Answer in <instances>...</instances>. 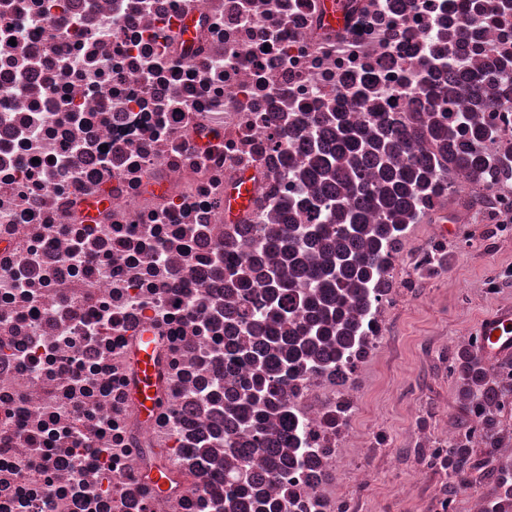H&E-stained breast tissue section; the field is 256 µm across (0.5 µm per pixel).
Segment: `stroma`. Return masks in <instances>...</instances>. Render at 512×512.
<instances>
[{
	"mask_svg": "<svg viewBox=\"0 0 512 512\" xmlns=\"http://www.w3.org/2000/svg\"><path fill=\"white\" fill-rule=\"evenodd\" d=\"M507 257L504 251L478 254L472 243L449 244L448 283L430 284L421 297L407 300L393 324L388 341L401 346L403 355L397 360H378L357 423L364 437L385 431L390 446L372 456V476L363 486H355L348 476L339 478L346 494L360 495L364 512H419L422 500L409 487L407 472L390 469L384 459L391 451L406 456L407 436L418 427L437 434L459 423L456 379L438 366L431 350L444 341L449 351H456L484 315L502 305L512 306V282L502 284L492 295L484 291L485 283ZM443 484L449 497L456 500L458 512H472L475 500L491 502L497 494L491 476L465 485L439 474L426 489L431 492Z\"/></svg>",
	"mask_w": 512,
	"mask_h": 512,
	"instance_id": "1",
	"label": "stroma"
}]
</instances>
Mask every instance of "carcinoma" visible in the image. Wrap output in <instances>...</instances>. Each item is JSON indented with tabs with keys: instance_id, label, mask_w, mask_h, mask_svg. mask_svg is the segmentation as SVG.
<instances>
[{
	"instance_id": "cac0c4a2",
	"label": "carcinoma",
	"mask_w": 512,
	"mask_h": 512,
	"mask_svg": "<svg viewBox=\"0 0 512 512\" xmlns=\"http://www.w3.org/2000/svg\"><path fill=\"white\" fill-rule=\"evenodd\" d=\"M308 154L312 160L300 172L299 180L319 187L321 198L312 204L316 211L340 220L335 228L327 224H285L266 233L265 242L278 247L283 255L280 271L268 278L261 302L244 293L241 324L251 327L264 317L285 318L292 310L307 309L308 322L288 338L268 337L260 348L238 349L235 358L247 360L253 374L246 385L250 398L269 402L281 396L282 379L275 373L298 374L324 353V346L336 340L344 347L349 340L346 320L347 301L342 290L352 291L351 300L361 304L366 295L358 286L375 276L389 227L387 222L411 207L412 201L427 192L432 160L413 151L417 129L385 126L377 135H366L346 126L341 119L326 124L316 115L307 117ZM447 155L448 162L477 172L483 166L479 151L456 147L457 136L465 133L474 145L487 136L483 128L446 126L435 121L423 126ZM351 202L347 215L339 214L343 200ZM381 221L368 223L371 212ZM457 396L467 413L473 401L493 402L512 394V382L497 380L474 354L462 346L456 353ZM497 415L485 419L487 436L483 457L471 444L458 440L448 445V472L467 481L474 473L500 474L498 501L491 512H512V460L496 453ZM257 512H279L282 504L268 500L252 488L243 489Z\"/></svg>"
}]
</instances>
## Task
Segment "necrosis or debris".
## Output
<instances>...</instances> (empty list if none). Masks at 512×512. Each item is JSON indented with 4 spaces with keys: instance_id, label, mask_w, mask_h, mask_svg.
Segmentation results:
<instances>
[{
    "instance_id": "1",
    "label": "necrosis or debris",
    "mask_w": 512,
    "mask_h": 512,
    "mask_svg": "<svg viewBox=\"0 0 512 512\" xmlns=\"http://www.w3.org/2000/svg\"><path fill=\"white\" fill-rule=\"evenodd\" d=\"M472 2L345 0L335 27L320 0H0V512H255L250 482L283 512H361L336 476L369 479L388 445L382 431L357 444L354 421L403 300L448 277L443 215L465 225L477 211L486 246L512 248V87L490 71L491 55L512 54V9L478 18L476 52L449 34ZM191 11L204 24L186 55L171 36ZM460 62L492 106L449 83L435 118L493 131L481 173L416 141L438 162L433 185L391 225L349 346L286 378L284 409L261 406L249 430L226 397L252 367L229 353L262 336L241 326L229 269L260 291L280 260L256 244L288 217L307 153L301 135L273 149L278 127L318 112L366 131L409 124L422 80ZM244 174L256 205L229 224ZM103 191L111 205L86 219ZM145 333L161 339L166 405L139 425L130 353ZM448 442L414 436L416 482L445 469ZM147 448L166 449L182 488L154 489ZM284 456L294 467L271 481Z\"/></svg>"
}]
</instances>
